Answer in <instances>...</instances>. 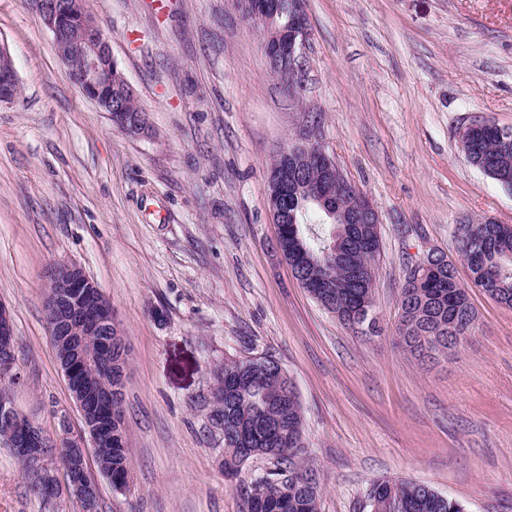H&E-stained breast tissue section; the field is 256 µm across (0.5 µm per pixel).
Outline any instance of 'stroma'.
Wrapping results in <instances>:
<instances>
[{"label": "stroma", "mask_w": 512, "mask_h": 512, "mask_svg": "<svg viewBox=\"0 0 512 512\" xmlns=\"http://www.w3.org/2000/svg\"><path fill=\"white\" fill-rule=\"evenodd\" d=\"M149 116L131 136L71 82L25 0H0L22 95L0 106V304L21 415L51 437L83 423L44 320L45 283L75 264L128 350L131 480L89 462L99 512H241L210 421L225 360L275 359L294 383L318 512H369L374 481L424 483L466 512H512V309L478 290L475 327L422 360L398 338L399 287L454 231L512 224V192L470 165L459 132L512 127V0H305L302 101L270 73L234 0H89ZM378 209L375 326L349 329L276 249L273 149L311 118ZM35 494L0 447V512H79L60 469Z\"/></svg>", "instance_id": "stroma-1"}]
</instances>
